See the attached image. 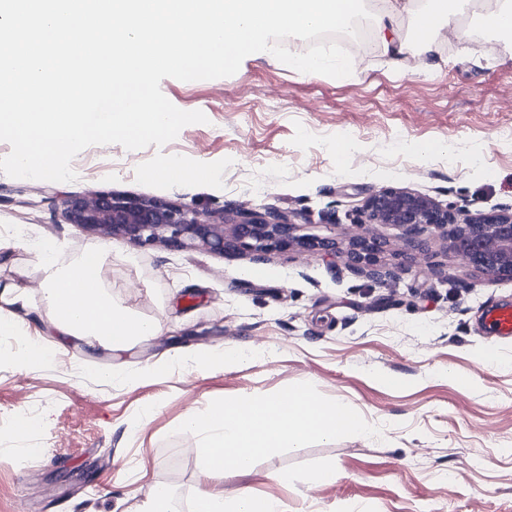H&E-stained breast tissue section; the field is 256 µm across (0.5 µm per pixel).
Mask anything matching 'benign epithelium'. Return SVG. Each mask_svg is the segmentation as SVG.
<instances>
[{"label": "benign epithelium", "instance_id": "7a95c632", "mask_svg": "<svg viewBox=\"0 0 512 512\" xmlns=\"http://www.w3.org/2000/svg\"><path fill=\"white\" fill-rule=\"evenodd\" d=\"M66 223L91 229L104 238H121L136 246L162 242L171 248L188 243L222 254L227 251H333L336 242L296 234V225L284 216L269 221L249 211L240 213L231 235H224L226 219H216L162 201H139L108 192L72 197L64 204ZM361 233L350 241V263L368 277L392 276L379 263L383 243L367 233L369 224H391L408 234L452 232L453 248L470 267L512 279V208L480 213L464 219L448 207L412 192L385 188L370 196L357 221Z\"/></svg>", "mask_w": 512, "mask_h": 512}]
</instances>
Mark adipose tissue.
Returning <instances> with one entry per match:
<instances>
[{
    "mask_svg": "<svg viewBox=\"0 0 512 512\" xmlns=\"http://www.w3.org/2000/svg\"><path fill=\"white\" fill-rule=\"evenodd\" d=\"M382 23L370 29L373 40L393 69L404 66L409 53L434 58L447 29L465 34L464 19L477 15L481 24L502 39L512 41V0H363ZM109 256L99 249L69 266L58 265L51 248H43L46 268L45 299L55 309L57 326L66 335L94 336L114 347L162 332L160 320H146L110 301L99 277ZM195 512H286L281 501L256 499L249 489L227 492L200 490Z\"/></svg>",
    "mask_w": 512,
    "mask_h": 512,
    "instance_id": "adipose-tissue-1",
    "label": "adipose tissue"
}]
</instances>
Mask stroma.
<instances>
[{
  "mask_svg": "<svg viewBox=\"0 0 512 512\" xmlns=\"http://www.w3.org/2000/svg\"><path fill=\"white\" fill-rule=\"evenodd\" d=\"M447 34L440 68L392 71L375 43L335 79L249 58L230 77L161 90L207 123L163 147L92 145L71 182L0 173V312L55 360L0 347V512H140L151 487L193 512L199 489L249 488L287 512H512V338L484 319L512 279L466 266L435 232L372 225L391 278L347 257L365 201L384 188L470 214L512 206V52L481 27ZM353 148L337 155L336 145ZM102 191L234 221L287 216L335 255H222L115 238L100 279L115 304L164 323L115 348L67 336L44 299L38 246L67 265L99 248L63 202ZM24 301L13 302V291ZM224 364L213 359L222 353ZM309 382L379 426L205 482L198 441L176 428L217 398ZM34 422L19 429V411ZM331 481L314 482L320 468Z\"/></svg>",
  "mask_w": 512,
  "mask_h": 512,
  "instance_id": "stroma-1",
  "label": "stroma"
}]
</instances>
